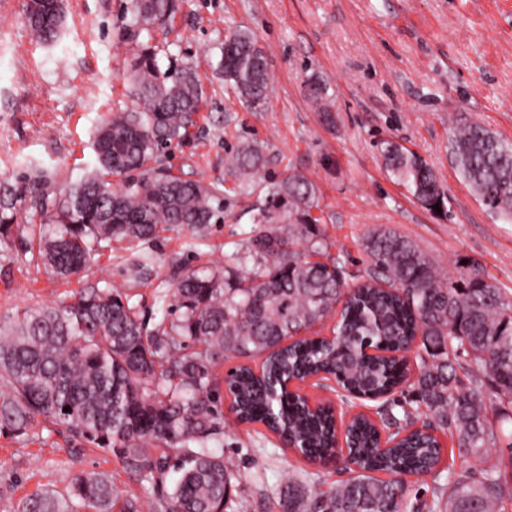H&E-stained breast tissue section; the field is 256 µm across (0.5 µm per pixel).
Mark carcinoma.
I'll use <instances>...</instances> for the list:
<instances>
[{"instance_id":"obj_1","label":"carcinoma","mask_w":512,"mask_h":512,"mask_svg":"<svg viewBox=\"0 0 512 512\" xmlns=\"http://www.w3.org/2000/svg\"><path fill=\"white\" fill-rule=\"evenodd\" d=\"M174 7L173 0H127L130 21L119 36H147L129 68L134 106L103 116L93 142L96 165L64 195L49 197L39 181L26 187L39 219L31 225L36 257L59 276L80 273L114 241L150 242L171 225L197 230L219 210L217 185L154 166L162 149L185 138L206 102L193 68L161 70L150 44ZM25 21L37 43H56L66 23L64 0H26ZM217 71L249 108L263 109L266 54L250 31L225 35ZM306 94L318 111H328L321 81L309 80ZM448 156L486 210L512 222V144L465 118L448 141ZM383 159L423 207L446 208L448 196L424 158L390 143ZM264 161L260 146L245 143L227 171L244 181ZM110 175L120 177L119 187ZM314 207L311 181L297 172L283 177L259 213L258 222L270 228L245 245L253 268L184 273L168 318L153 325L112 287L87 288L69 304L1 321L0 379L9 392L0 394V432L22 435L35 418H51L118 458L142 486L159 488L169 472L178 474L164 504L154 502L148 512H225L239 475L211 448L221 432L213 368L261 357V372L241 364L227 376L237 419L299 445L295 452L305 459L334 460L335 417L307 409L286 382L331 375L348 392L381 398L388 425L397 427L380 448L370 419L350 424L357 448L346 468L354 476L320 494L328 512H406V478L432 475L441 461L438 430L457 435L469 466L448 476L445 487L434 479L429 498L416 490L415 512H506L512 433L508 455L488 460L487 448L501 437L488 416L483 379L512 404V299L474 263L454 281L441 277L414 240L386 227L363 240L367 273L351 286L341 258L311 259L324 249ZM333 312L337 339L306 335ZM416 339L427 357L411 374L402 351ZM192 343L203 349L188 350ZM366 347L383 356L365 358ZM405 385L415 395L407 408L394 398ZM117 499L112 482L92 472L77 479L72 496L35 495L21 512H112ZM314 506L305 481L288 484L287 512Z\"/></svg>"}]
</instances>
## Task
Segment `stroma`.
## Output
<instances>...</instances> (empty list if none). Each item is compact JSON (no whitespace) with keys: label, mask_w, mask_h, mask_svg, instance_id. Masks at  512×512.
Listing matches in <instances>:
<instances>
[{"label":"stroma","mask_w":512,"mask_h":512,"mask_svg":"<svg viewBox=\"0 0 512 512\" xmlns=\"http://www.w3.org/2000/svg\"><path fill=\"white\" fill-rule=\"evenodd\" d=\"M22 3L0 0V198L17 199L12 226L0 235V319L112 286L162 320L161 297L184 272L252 268L243 245L261 230L257 209L291 172L313 183L325 255L345 259L351 275L368 266L365 237L390 227L418 243L442 276L474 261L512 296V224L485 210L448 158L450 118L459 112L512 142V0H177L156 37L158 56L195 67L208 107L160 163L217 184L224 219L196 231L173 226L146 244L113 243L68 280L32 261L33 208L23 192L35 179L49 196L62 195L92 168L101 115L132 106L123 75L133 45L116 35L125 0H65L66 24L51 46L36 44ZM239 26L266 53L270 87L260 112L248 111L215 74L225 35ZM313 76L326 88L330 117L304 93ZM252 140L266 162L243 189L225 159ZM390 143L434 168L448 192L447 215L424 208L386 170ZM218 410V448L240 475L227 512H284V491L305 471L316 476V494L347 479L339 466L318 468L280 447L262 425H238L226 404ZM90 472L111 476L120 499L147 494L117 458L50 420L23 435L0 434V512H18L43 491L68 495Z\"/></svg>","instance_id":"35a3bbf8"}]
</instances>
